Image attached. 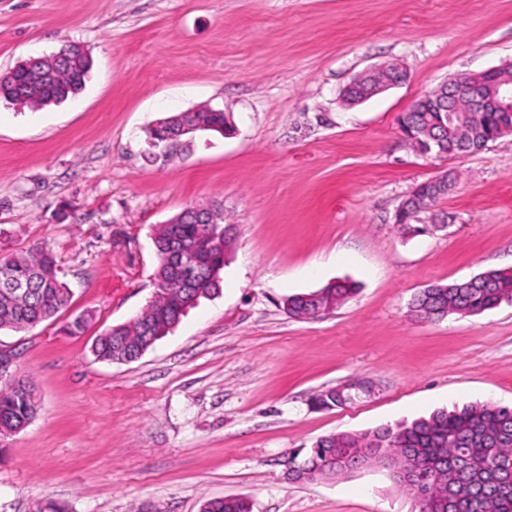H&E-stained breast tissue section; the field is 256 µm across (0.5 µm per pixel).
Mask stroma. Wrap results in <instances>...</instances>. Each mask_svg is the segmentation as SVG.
Returning <instances> with one entry per match:
<instances>
[{"instance_id": "obj_1", "label": "stroma", "mask_w": 512, "mask_h": 512, "mask_svg": "<svg viewBox=\"0 0 512 512\" xmlns=\"http://www.w3.org/2000/svg\"><path fill=\"white\" fill-rule=\"evenodd\" d=\"M92 58L84 90L36 111L0 100V258L53 251L71 291L56 318L0 330L33 381L37 417L0 438V512H415L379 467L317 482L283 461L324 436L467 404H512V302L420 321L426 286L512 269V135L471 154L414 149L398 116L461 73L512 63V0H0V72L63 44ZM395 63L408 77L352 107L344 87ZM227 113L152 160L147 129L171 113ZM445 229L403 235L413 188L443 172ZM217 201L232 250L219 296L200 300L138 360L91 346L156 292L154 231ZM348 282L314 319L289 296ZM94 319L79 336L69 318ZM370 390L315 410L318 391ZM186 112H190V113L187 114V116H186L187 120L182 128V131H186L188 129H194V127H195V123L193 121L194 112H199V114L197 115L198 119L200 121H203L205 126L208 127L207 130H205V131H214V132H218L222 135H224V130L230 131L231 127L228 122V117H227L226 113H224V112H221L218 110H213L208 107L190 110V111H186Z\"/></svg>"}]
</instances>
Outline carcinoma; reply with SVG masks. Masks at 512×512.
I'll list each match as a JSON object with an SVG mask.
<instances>
[{
    "instance_id": "carcinoma-1",
    "label": "carcinoma",
    "mask_w": 512,
    "mask_h": 512,
    "mask_svg": "<svg viewBox=\"0 0 512 512\" xmlns=\"http://www.w3.org/2000/svg\"><path fill=\"white\" fill-rule=\"evenodd\" d=\"M61 62L48 68L41 79L32 81L31 74L13 68L0 73V99L20 108L42 109L59 104L77 95L84 87L91 70L81 44L63 45ZM198 119L208 130H230L224 112H201ZM399 128L406 139L420 151L431 145L439 154L476 153L489 144L512 133V116L506 112H461L459 121L450 125L443 112L427 111L425 98L418 99L411 109L399 116ZM446 188L429 179L416 185L395 215L399 230L415 235L425 230L421 214L443 199L455 186V177L446 174ZM180 240L198 244L201 261L211 263L215 274L198 273L187 268L176 275L163 263L169 246ZM158 282L153 300L133 320L104 330L92 345L100 360L123 363L141 357L147 347L145 336L159 339L172 330L185 311L201 299L216 295L221 289V271L233 239L224 234L222 224H161L153 238ZM55 255L47 248H36L24 255L0 258V329L22 331L55 317L70 301V290L60 279ZM28 285L23 301L4 291L3 275ZM355 289L337 284L318 291L290 296L284 310L294 319H311L316 313L335 308L350 297ZM512 301V271L491 270L474 278L452 284H432L412 299L413 315L427 321L448 315H479ZM311 405L317 410L343 406L342 393L328 389L314 395ZM39 408L34 401L16 399L7 385L0 386V435L13 432L16 424L33 420ZM392 455L393 465L407 466L411 458L440 460L448 469H458L469 478L470 495L454 502L445 511L448 482L434 476L426 466L413 468L404 490L413 497L417 512H512V486L496 485L485 472H469L465 458L481 457L489 466L502 461L512 462V406L492 403L471 404L453 410L438 409L427 417L412 422L378 428L361 434L339 433L318 439L301 462L307 481L314 482L328 475L329 458L345 464L347 472L359 468L366 456ZM202 512H249L241 498H214Z\"/></svg>"
}]
</instances>
